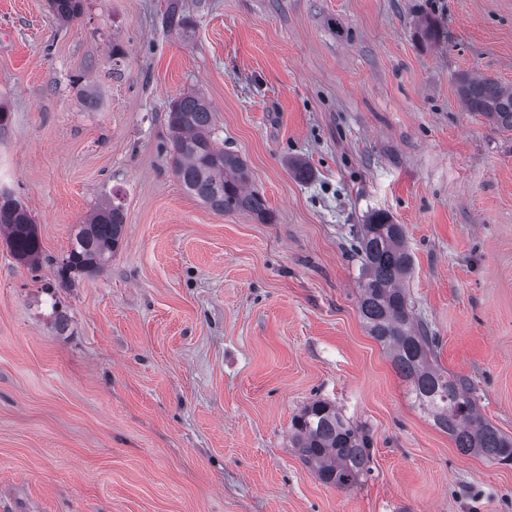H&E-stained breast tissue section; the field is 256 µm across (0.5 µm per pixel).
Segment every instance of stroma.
Here are the masks:
<instances>
[{
	"label": "stroma",
	"instance_id": "1",
	"mask_svg": "<svg viewBox=\"0 0 512 512\" xmlns=\"http://www.w3.org/2000/svg\"><path fill=\"white\" fill-rule=\"evenodd\" d=\"M464 71L512 85V0H0V189L43 249L0 240V512H512V463L461 453L368 335L350 252L372 211L404 225L439 365L512 436V129L463 109ZM190 91L271 222L177 180ZM104 202L122 246L61 282ZM316 399L372 439L351 488L292 445Z\"/></svg>",
	"mask_w": 512,
	"mask_h": 512
}]
</instances>
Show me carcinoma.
Segmentation results:
<instances>
[{
  "mask_svg": "<svg viewBox=\"0 0 512 512\" xmlns=\"http://www.w3.org/2000/svg\"><path fill=\"white\" fill-rule=\"evenodd\" d=\"M63 21L75 19L82 0H49ZM457 93L465 109L502 128L512 129V87L495 79L461 74ZM173 147V173L184 189L220 213H244L268 221L264 197L249 187L250 172L238 154L212 137L214 112L199 93L183 94L169 105L166 117ZM125 215L120 206L103 203L78 225L72 246L59 269L70 274L101 271L122 242ZM0 237L13 256L36 265L42 246L30 212L8 193H0ZM351 248L360 262L358 305L369 335L391 358L407 383L414 403L447 433L464 454L499 463L512 462V436L489 423L477 406L470 380L448 375L434 360L439 337L429 323L411 314L404 282L413 269L403 225L375 211L352 233ZM292 440L321 482L337 488L357 484L368 473L372 440L336 406L315 400L291 421Z\"/></svg>",
  "mask_w": 512,
  "mask_h": 512,
  "instance_id": "obj_1",
  "label": "carcinoma"
}]
</instances>
